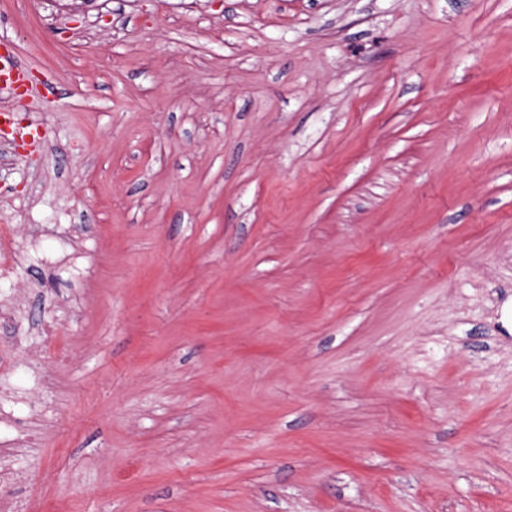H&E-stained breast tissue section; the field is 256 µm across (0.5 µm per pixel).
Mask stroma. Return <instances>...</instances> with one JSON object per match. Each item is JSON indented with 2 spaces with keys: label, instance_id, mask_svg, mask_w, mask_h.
I'll return each mask as SVG.
<instances>
[{
  "label": "stroma",
  "instance_id": "obj_1",
  "mask_svg": "<svg viewBox=\"0 0 512 512\" xmlns=\"http://www.w3.org/2000/svg\"><path fill=\"white\" fill-rule=\"evenodd\" d=\"M1 44L32 512H512V0H0Z\"/></svg>",
  "mask_w": 512,
  "mask_h": 512
}]
</instances>
